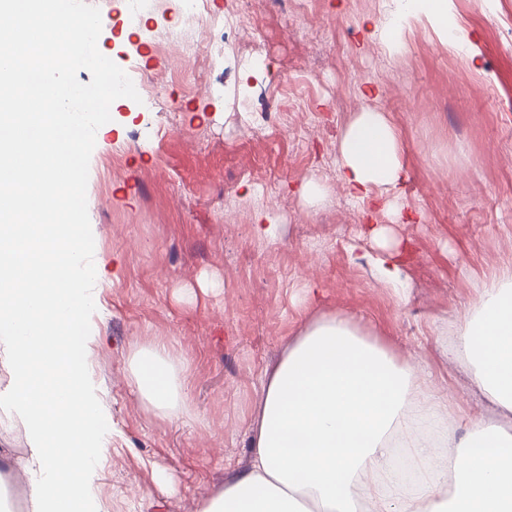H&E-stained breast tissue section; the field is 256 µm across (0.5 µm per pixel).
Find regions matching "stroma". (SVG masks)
Returning <instances> with one entry per match:
<instances>
[{
  "label": "stroma",
  "instance_id": "1",
  "mask_svg": "<svg viewBox=\"0 0 512 512\" xmlns=\"http://www.w3.org/2000/svg\"><path fill=\"white\" fill-rule=\"evenodd\" d=\"M131 0H100L98 38L116 64H134L153 91L144 110L113 102L111 132L90 157L87 207L108 264L96 280L88 358L112 419L96 493L104 512H198L250 458L248 425L259 376L309 317L332 312L374 325L380 342L429 366L450 400L454 437L480 410L442 352L482 297L512 267V0H453L449 44L425 16L411 18L400 50L370 33L399 18L401 0H252L229 30L225 59L200 67L195 93L160 43L172 28L205 41L181 0H159L141 26ZM258 56V71L237 66ZM297 84L267 139L246 128L244 99ZM378 89L364 98L365 87ZM388 113L406 147V216L350 198L338 180L342 127L363 107ZM311 181L319 205L300 194ZM268 214L272 234L255 230ZM389 230L403 287H384L369 224ZM160 337L188 359L191 405L158 416L140 399L130 359ZM23 424L0 409V512H30L21 468Z\"/></svg>",
  "mask_w": 512,
  "mask_h": 512
}]
</instances>
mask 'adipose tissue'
<instances>
[{
	"instance_id": "ef3b65f1",
	"label": "adipose tissue",
	"mask_w": 512,
	"mask_h": 512,
	"mask_svg": "<svg viewBox=\"0 0 512 512\" xmlns=\"http://www.w3.org/2000/svg\"><path fill=\"white\" fill-rule=\"evenodd\" d=\"M404 155L386 113H356L338 147L348 195L396 194ZM450 354L465 360L492 417L467 428L456 453L439 456L448 400L420 369L349 319L310 321L260 378L248 466L227 474L199 512H362L366 503L373 512H512V269L485 287ZM131 368L142 399L165 418L182 414L185 365L165 342L141 347ZM417 418L430 435H416ZM394 437L414 470L407 487L386 477Z\"/></svg>"
}]
</instances>
